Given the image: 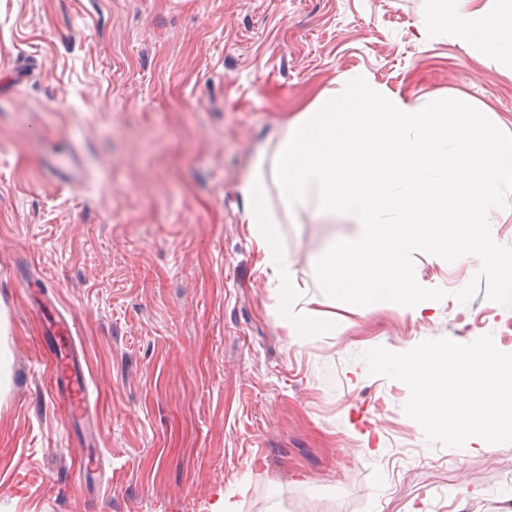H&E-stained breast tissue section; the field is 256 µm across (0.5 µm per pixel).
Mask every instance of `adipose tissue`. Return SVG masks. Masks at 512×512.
I'll return each mask as SVG.
<instances>
[{
    "instance_id": "adipose-tissue-1",
    "label": "adipose tissue",
    "mask_w": 512,
    "mask_h": 512,
    "mask_svg": "<svg viewBox=\"0 0 512 512\" xmlns=\"http://www.w3.org/2000/svg\"><path fill=\"white\" fill-rule=\"evenodd\" d=\"M489 11L481 0H450L424 18L428 31L454 30L460 41L477 43L490 61L512 67V0H498ZM242 192L247 201L244 220L254 227L257 242L281 282L284 293H292L295 283L283 265L278 227L270 217L265 198L255 181H247Z\"/></svg>"
}]
</instances>
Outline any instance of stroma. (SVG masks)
Here are the masks:
<instances>
[{
  "label": "stroma",
  "instance_id": "stroma-1",
  "mask_svg": "<svg viewBox=\"0 0 512 512\" xmlns=\"http://www.w3.org/2000/svg\"><path fill=\"white\" fill-rule=\"evenodd\" d=\"M435 0H0V512H512V443L429 444L408 387L367 351L500 339L512 308L457 293L480 270L415 253L445 292L415 318L321 289L317 260L359 225L287 214L274 167L288 121L358 77L410 104L475 106L512 134V69L423 31ZM75 146L86 183L50 158ZM266 201L300 306L336 329L297 340L250 225ZM75 323L101 432L94 480L46 392L41 305Z\"/></svg>",
  "mask_w": 512,
  "mask_h": 512
}]
</instances>
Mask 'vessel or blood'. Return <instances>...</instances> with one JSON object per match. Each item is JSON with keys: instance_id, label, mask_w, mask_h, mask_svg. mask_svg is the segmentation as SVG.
<instances>
[{"instance_id": "obj_1", "label": "vessel or blood", "mask_w": 512, "mask_h": 512, "mask_svg": "<svg viewBox=\"0 0 512 512\" xmlns=\"http://www.w3.org/2000/svg\"><path fill=\"white\" fill-rule=\"evenodd\" d=\"M52 175L59 185L72 186L83 182L86 173L74 153L56 157L50 163ZM51 335L59 336V351L54 361L49 384L52 397L62 399L69 420H82L92 414L90 382L86 371L75 354L76 328L66 318L53 316L47 323Z\"/></svg>"}]
</instances>
